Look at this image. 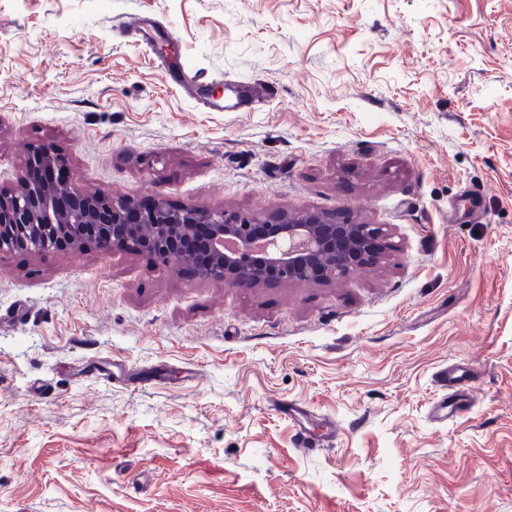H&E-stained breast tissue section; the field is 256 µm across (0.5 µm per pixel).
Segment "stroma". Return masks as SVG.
I'll use <instances>...</instances> for the list:
<instances>
[{"label": "stroma", "instance_id": "35a3bbf8", "mask_svg": "<svg viewBox=\"0 0 512 512\" xmlns=\"http://www.w3.org/2000/svg\"><path fill=\"white\" fill-rule=\"evenodd\" d=\"M40 148L90 194L388 246L250 288L0 252V512H512V0H0V192ZM458 362L473 407L432 422Z\"/></svg>", "mask_w": 512, "mask_h": 512}]
</instances>
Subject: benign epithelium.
<instances>
[{"mask_svg": "<svg viewBox=\"0 0 512 512\" xmlns=\"http://www.w3.org/2000/svg\"><path fill=\"white\" fill-rule=\"evenodd\" d=\"M57 165L58 157L51 150L34 152L28 166L41 168V180L25 178L15 191L0 194V229L7 224L14 231L12 235L0 234V251L18 246L35 252L60 245L76 248L89 237L107 252L126 247L125 236L132 228L121 229L119 225L125 223L131 203L58 182ZM51 184L62 191V196L76 197L79 202L66 209L59 207L58 198L47 193ZM137 223L145 228L141 249L156 255L163 266L188 260L190 255L176 252L172 245L192 236L197 225H207L209 262L200 269L201 276L216 284L242 288L336 279L375 263L377 252L369 243L379 242L382 236V229L374 224L329 223L307 212L267 225L268 233L259 237L253 218L246 214L196 206L173 209L161 198L138 216Z\"/></svg>", "mask_w": 512, "mask_h": 512, "instance_id": "1", "label": "benign epithelium"}]
</instances>
